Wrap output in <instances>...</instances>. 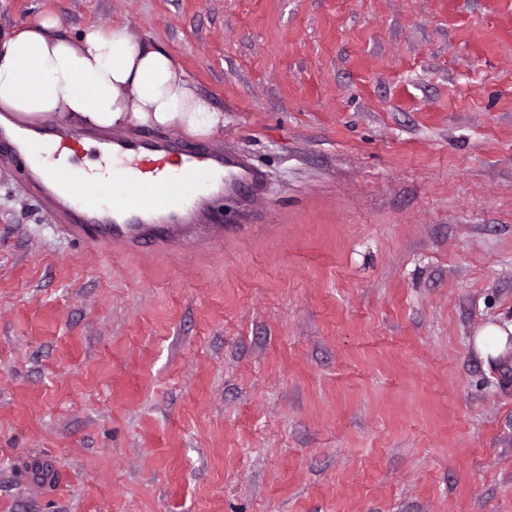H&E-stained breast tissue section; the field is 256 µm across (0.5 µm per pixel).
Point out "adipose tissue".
Returning a JSON list of instances; mask_svg holds the SVG:
<instances>
[{"instance_id": "obj_1", "label": "adipose tissue", "mask_w": 512, "mask_h": 512, "mask_svg": "<svg viewBox=\"0 0 512 512\" xmlns=\"http://www.w3.org/2000/svg\"><path fill=\"white\" fill-rule=\"evenodd\" d=\"M49 15L0 35V112L33 126L138 124L208 137L224 114L198 94L166 50L133 39L127 25H92L74 38Z\"/></svg>"}]
</instances>
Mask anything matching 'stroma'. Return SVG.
<instances>
[{"instance_id": "1", "label": "stroma", "mask_w": 512, "mask_h": 512, "mask_svg": "<svg viewBox=\"0 0 512 512\" xmlns=\"http://www.w3.org/2000/svg\"><path fill=\"white\" fill-rule=\"evenodd\" d=\"M172 53L224 238L67 240L0 159V512H512V0H0ZM510 333H512V322L504 323V326L490 324L476 335L475 346L482 352L485 359L488 360V356L495 358L506 348ZM487 342L492 344L487 346Z\"/></svg>"}]
</instances>
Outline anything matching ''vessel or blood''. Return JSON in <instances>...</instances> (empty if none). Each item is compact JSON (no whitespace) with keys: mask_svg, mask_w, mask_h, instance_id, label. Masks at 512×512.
Listing matches in <instances>:
<instances>
[{"mask_svg":"<svg viewBox=\"0 0 512 512\" xmlns=\"http://www.w3.org/2000/svg\"><path fill=\"white\" fill-rule=\"evenodd\" d=\"M0 155L78 242L157 252L223 238L224 196L254 174L222 149L206 154L180 138L45 129L38 135L0 125Z\"/></svg>","mask_w":512,"mask_h":512,"instance_id":"1","label":"vessel or blood"}]
</instances>
